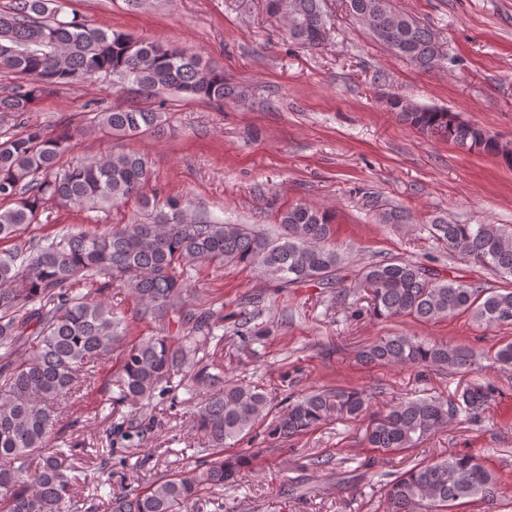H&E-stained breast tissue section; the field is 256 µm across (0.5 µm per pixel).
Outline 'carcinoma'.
Returning <instances> with one entry per match:
<instances>
[{
    "label": "carcinoma",
    "instance_id": "obj_1",
    "mask_svg": "<svg viewBox=\"0 0 512 512\" xmlns=\"http://www.w3.org/2000/svg\"><path fill=\"white\" fill-rule=\"evenodd\" d=\"M358 23L375 20L370 35L397 56L429 70L443 49L433 31L394 10L390 0H345ZM288 39L308 48L331 32L326 0H288ZM0 71L14 84L0 94V512H193L208 490L241 482L259 451L226 454L231 443L253 438L266 422L269 441L304 435L331 416L357 418L371 405L365 388L313 390L274 402L259 386L224 379V313L191 288L188 271L199 264L243 265L280 290L310 282L334 288L344 258L334 242L327 213L306 204L286 209L272 235L258 224H217L188 213L169 197L168 212L154 221L123 224L109 231L68 229L51 239L26 237L47 204L59 209L106 211L140 198L152 159L133 150L65 160L74 137L68 122L54 132L30 125L26 114L58 88L94 77L131 84L156 97L148 108L114 104L91 108L89 123L104 137L132 140L144 133L167 134L171 115L161 95L223 103L245 98L224 70L178 45L134 38L66 11V0H9L0 10ZM406 125L468 152L500 156L512 164V145L461 121L452 112L388 99ZM8 207H3L2 203ZM465 264L488 268L508 280L484 288L445 277L410 260H381L362 266L353 287L370 292L380 319L410 317L429 322L467 313L487 328L512 326V231L496 224L432 225ZM86 292H78L77 286ZM136 304L142 319L160 324L153 336L128 342L119 295ZM240 335L265 333L256 316L242 311ZM119 352L117 391L106 401L128 407L108 435L144 441L156 427L146 413L157 396L179 388L198 398L192 429L209 459L165 475L143 490H110L112 457L99 456L94 497L79 498L70 460L93 448L60 426L68 395L99 388V369ZM367 364L424 367L466 373L473 349L420 342L405 334L385 336L360 351ZM493 388L466 383L446 397H403L366 434L379 453L414 448L459 416L483 412ZM475 456L455 453L418 462L384 483L389 512H455L463 504L490 503L498 478Z\"/></svg>",
    "mask_w": 512,
    "mask_h": 512
}]
</instances>
